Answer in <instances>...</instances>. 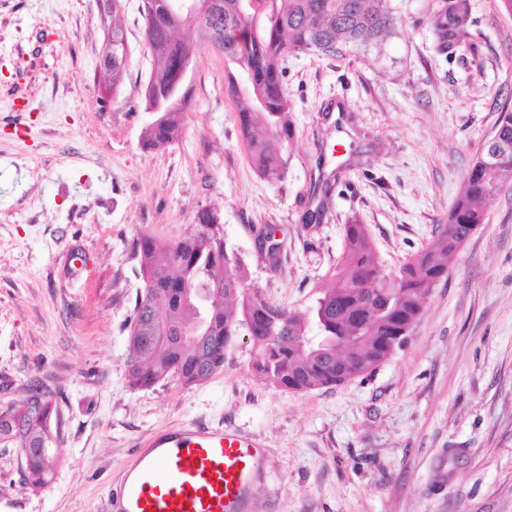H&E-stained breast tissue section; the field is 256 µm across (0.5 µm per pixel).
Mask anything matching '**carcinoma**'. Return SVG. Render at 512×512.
Instances as JSON below:
<instances>
[{
  "instance_id": "cac0c4a2",
  "label": "carcinoma",
  "mask_w": 512,
  "mask_h": 512,
  "mask_svg": "<svg viewBox=\"0 0 512 512\" xmlns=\"http://www.w3.org/2000/svg\"><path fill=\"white\" fill-rule=\"evenodd\" d=\"M218 2L216 12L198 25L209 45L234 65L228 89L241 103L238 122L253 166L265 177L278 176L293 137L282 62L299 52L334 53L340 41L368 47L387 33L393 18L384 0H262L258 13L239 8V0ZM143 6L154 60L144 111L156 114L144 143L160 147L180 133L190 96L179 75L199 48L175 36L182 19L168 14L161 0H143ZM468 26V0H443L434 21L438 50L466 40ZM103 27L112 45L115 89L128 49L120 25ZM496 133L497 144L485 143L467 172L444 229L397 272L380 275L365 225H345L342 257L306 313L260 299L247 283L244 263L220 236L201 230L169 244L149 235L136 238L132 255L144 283L131 327L152 324L147 338L129 335L131 386L152 387L169 374L184 385L204 382L224 366V350L242 329L251 336L257 372L287 390L338 385L372 371L392 354L395 336L420 314L447 272L444 259L462 247L468 225L484 223L480 203L512 176V109L501 112ZM189 287L211 290L204 335L192 344L180 336L194 319L185 297ZM51 415V404L37 393L0 412V447L21 450L34 488L49 482L60 456L47 440Z\"/></svg>"
}]
</instances>
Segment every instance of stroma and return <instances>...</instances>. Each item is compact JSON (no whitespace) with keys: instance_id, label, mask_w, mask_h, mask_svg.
Masks as SVG:
<instances>
[{"instance_id":"1","label":"stroma","mask_w":512,"mask_h":512,"mask_svg":"<svg viewBox=\"0 0 512 512\" xmlns=\"http://www.w3.org/2000/svg\"><path fill=\"white\" fill-rule=\"evenodd\" d=\"M440 4L387 0L378 46L285 60L293 138L269 180L241 139L224 56L205 46L180 135L144 146L143 0H120L129 61L111 95L96 0H0V411L40 388L61 451L32 489L18 450L0 448V512H109L136 449L188 420L261 443L246 512H512L510 178L371 373L286 390L256 372L242 331L201 384L128 380L143 287L132 243L196 234L200 208L217 212L259 297L297 312L329 280L345 225H366L384 275L429 245L512 109V15L469 0V38L442 53Z\"/></svg>"}]
</instances>
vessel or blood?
Here are the masks:
<instances>
[{"instance_id":"vessel-or-blood-1","label":"vessel or blood","mask_w":512,"mask_h":512,"mask_svg":"<svg viewBox=\"0 0 512 512\" xmlns=\"http://www.w3.org/2000/svg\"><path fill=\"white\" fill-rule=\"evenodd\" d=\"M256 439L193 422L137 451L109 492L113 512H244L258 477Z\"/></svg>"}]
</instances>
